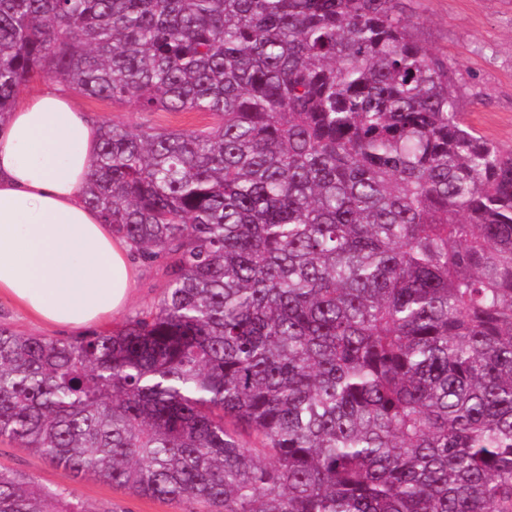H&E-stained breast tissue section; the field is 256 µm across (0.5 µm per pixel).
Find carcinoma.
Masks as SVG:
<instances>
[{
	"mask_svg": "<svg viewBox=\"0 0 512 512\" xmlns=\"http://www.w3.org/2000/svg\"><path fill=\"white\" fill-rule=\"evenodd\" d=\"M402 0H0V120L47 75L86 191L163 263L75 339L0 324V439L211 512H512V148ZM0 512H92L0 468Z\"/></svg>",
	"mask_w": 512,
	"mask_h": 512,
	"instance_id": "obj_1",
	"label": "carcinoma"
}]
</instances>
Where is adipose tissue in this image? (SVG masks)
I'll return each instance as SVG.
<instances>
[{"label":"adipose tissue","instance_id":"ef3b65f1","mask_svg":"<svg viewBox=\"0 0 512 512\" xmlns=\"http://www.w3.org/2000/svg\"><path fill=\"white\" fill-rule=\"evenodd\" d=\"M100 124L60 87L23 97L0 122V299L79 330L119 315L138 262L85 201Z\"/></svg>","mask_w":512,"mask_h":512}]
</instances>
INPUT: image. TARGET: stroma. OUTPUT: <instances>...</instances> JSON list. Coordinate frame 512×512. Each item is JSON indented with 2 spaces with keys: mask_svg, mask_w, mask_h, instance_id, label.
Listing matches in <instances>:
<instances>
[{
  "mask_svg": "<svg viewBox=\"0 0 512 512\" xmlns=\"http://www.w3.org/2000/svg\"><path fill=\"white\" fill-rule=\"evenodd\" d=\"M413 32L429 51L446 55L461 86L460 110L487 137L512 145V0H403ZM82 111L98 121L111 120L153 130L203 129L214 118L205 112H142L130 103H114L75 94ZM159 264H140L125 316L151 306L162 292ZM107 318L98 330L123 324ZM0 466L87 502L94 512H207L203 503L141 497L95 479H78L40 455L0 441Z\"/></svg>",
  "mask_w": 512,
  "mask_h": 512,
  "instance_id": "1",
  "label": "stroma"
}]
</instances>
